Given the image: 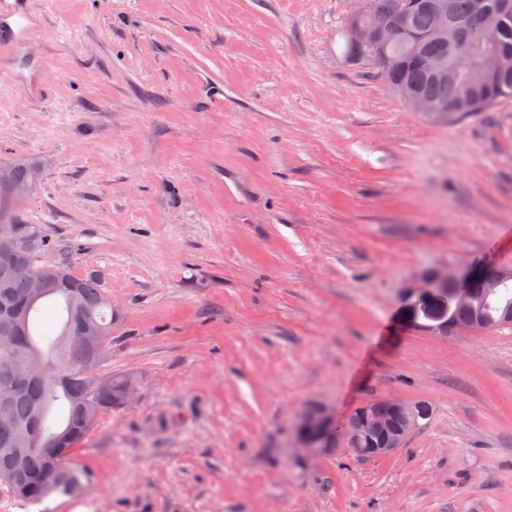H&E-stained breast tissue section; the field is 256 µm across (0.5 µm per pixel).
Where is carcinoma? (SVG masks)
Instances as JSON below:
<instances>
[{
  "instance_id": "carcinoma-1",
  "label": "carcinoma",
  "mask_w": 512,
  "mask_h": 512,
  "mask_svg": "<svg viewBox=\"0 0 512 512\" xmlns=\"http://www.w3.org/2000/svg\"><path fill=\"white\" fill-rule=\"evenodd\" d=\"M416 2L406 14V30L402 38L383 49L390 58L391 66L383 77L391 90L408 107L420 112L419 103L428 105L430 112H446L450 116L484 112L500 99L512 96V67L485 68V57L493 52L512 61V0H377V8L384 14ZM487 8L499 12L503 27L497 43L489 47L475 41L472 21L476 11ZM467 51L472 66L454 70L457 55ZM432 57L445 69L440 76L429 71L422 59ZM22 235L33 240L29 257L34 268L62 281L72 282V288L56 291L28 307L27 286L18 280L5 279L0 275V302L10 299L22 312L28 313L25 337L13 347L0 346V387L10 382L6 368L16 359L35 353L48 371L46 383L36 385V397H16L6 416L0 415V468L11 464L19 427L31 417L41 416L43 433L56 435L67 432V455L59 461L53 476L45 478L49 462L42 448L28 451L25 455V473L31 485L25 492L11 488L9 492L19 501L38 504L54 494L73 495L83 488L81 472L73 465L76 447L88 435L83 425V406L87 394L81 373L87 364V352L78 346L67 344L66 336L81 326L83 321L97 325L105 342L112 341V304L102 301L104 288L93 277L74 275L63 262L41 264L38 259V231L31 224L21 225ZM57 301L62 304L64 321L58 333H41L36 329L37 314L43 304ZM512 310V278L495 288H489L479 280L475 284L471 305L460 307L448 299L429 297L416 304L414 319L449 311L452 326L474 330L494 329L506 325L505 310ZM371 413L361 416L353 413L348 424L360 435V447L353 456L367 459L369 440L381 439L373 413L394 423L412 422L411 428L421 426L430 419L432 406L426 400L412 405V417L408 418L393 410L387 401L375 400Z\"/></svg>"
}]
</instances>
